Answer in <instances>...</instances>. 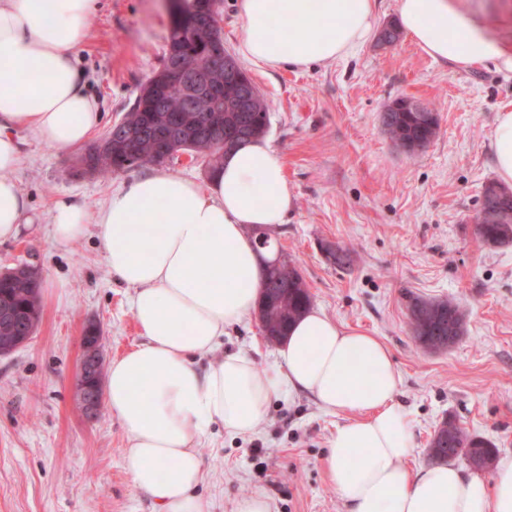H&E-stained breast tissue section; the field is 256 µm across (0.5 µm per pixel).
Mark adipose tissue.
Here are the masks:
<instances>
[{"label":"adipose tissue","mask_w":512,"mask_h":512,"mask_svg":"<svg viewBox=\"0 0 512 512\" xmlns=\"http://www.w3.org/2000/svg\"><path fill=\"white\" fill-rule=\"evenodd\" d=\"M96 2L0 0V241L18 236L26 209L11 177L15 130L70 149L101 123L75 63ZM237 9L240 53L271 69L350 56L375 21V0H237ZM397 9L401 29L431 59L512 73V49L474 24L459 0H398ZM491 145L498 180L512 185L511 107L499 112ZM293 205L282 158L261 138L228 153L203 184L148 173L113 191L97 213L76 200L55 205V240L72 244L95 227L110 275L133 290L143 340L110 362L105 400L126 432L135 487L158 512H204L199 443L216 427L251 435L272 401L306 396L351 417L325 456L347 512H512V452L485 478L455 462L407 466L413 425L378 337L312 309L266 370L246 352L222 353L225 329L258 307L264 261L249 231L278 228Z\"/></svg>","instance_id":"obj_1"}]
</instances>
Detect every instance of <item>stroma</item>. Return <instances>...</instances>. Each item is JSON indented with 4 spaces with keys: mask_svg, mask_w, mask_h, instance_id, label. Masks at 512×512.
Instances as JSON below:
<instances>
[{
    "mask_svg": "<svg viewBox=\"0 0 512 512\" xmlns=\"http://www.w3.org/2000/svg\"><path fill=\"white\" fill-rule=\"evenodd\" d=\"M466 13L512 47V0H461ZM166 0H98L78 51L103 137L129 111L160 68L166 50ZM269 107L266 138L295 194L277 253L302 271L312 305L342 327L380 338L402 383L399 402L414 425L411 463L430 461L429 440L445 420L512 452V245L487 246L474 217L485 183L495 180L490 135L497 112L512 105V74L433 61L407 36L378 35L346 59L306 69L270 70L244 62ZM408 98L439 117L435 139L411 155L385 133L381 115ZM21 154L12 177L26 205L19 236L0 243V272L27 263L42 274V317L24 347L0 357V512H155L126 468L127 435L102 409L80 410L75 382L82 336L96 322L104 356L140 342L131 289L112 280L94 231L57 244L56 202L75 199L96 213L113 190L161 171L205 181L201 164L173 160L102 179L79 174L80 149L56 150L17 131ZM353 252L343 270L324 245ZM450 299L466 331L450 348L428 351L409 326L412 299ZM265 368L274 343L251 316L224 338ZM344 414L322 412L309 398L274 402L250 437L221 429L203 441L200 493L205 512H236L261 494L272 512H346L323 465Z\"/></svg>",
    "mask_w": 512,
    "mask_h": 512,
    "instance_id": "1",
    "label": "stroma"
}]
</instances>
